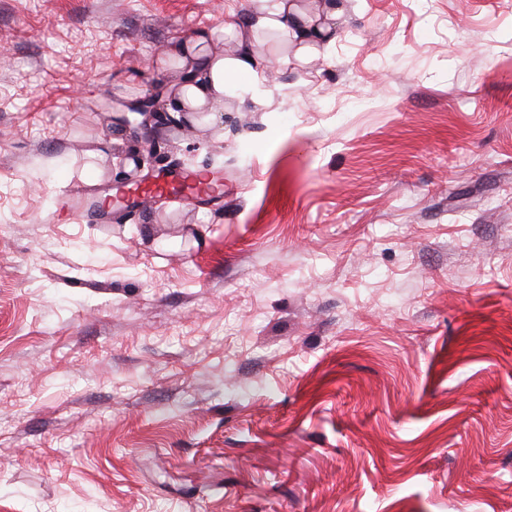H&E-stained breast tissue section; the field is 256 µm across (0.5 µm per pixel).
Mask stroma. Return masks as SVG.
Here are the masks:
<instances>
[{"label":"stroma","mask_w":512,"mask_h":512,"mask_svg":"<svg viewBox=\"0 0 512 512\" xmlns=\"http://www.w3.org/2000/svg\"><path fill=\"white\" fill-rule=\"evenodd\" d=\"M252 0H0V512H512V0H345L271 106L123 124ZM221 207L113 209L138 143ZM69 201L78 210L82 211L92 224H105L104 217L102 216V208L96 201L80 194L78 189L74 190V194Z\"/></svg>","instance_id":"stroma-1"}]
</instances>
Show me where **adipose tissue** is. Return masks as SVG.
Here are the masks:
<instances>
[{
    "instance_id": "obj_1",
    "label": "adipose tissue",
    "mask_w": 512,
    "mask_h": 512,
    "mask_svg": "<svg viewBox=\"0 0 512 512\" xmlns=\"http://www.w3.org/2000/svg\"><path fill=\"white\" fill-rule=\"evenodd\" d=\"M245 17L224 23V33L235 47L229 53L211 52L210 33H200L180 42L168 55L177 67L192 73L182 82L167 107L172 114L194 115L213 111L225 97L249 95L258 104H271L273 88L267 86L264 71L278 55L262 52L261 36H274L295 46V62H304L336 41L335 22L342 9L335 0H323L316 9L302 8L297 0H255Z\"/></svg>"
}]
</instances>
